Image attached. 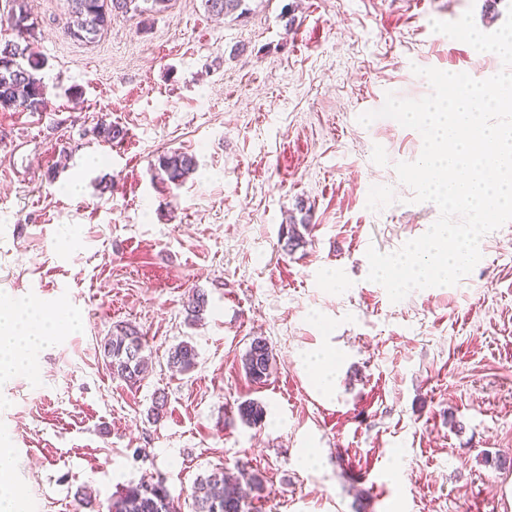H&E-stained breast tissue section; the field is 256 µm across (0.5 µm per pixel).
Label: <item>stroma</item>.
<instances>
[{
  "instance_id": "obj_1",
  "label": "stroma",
  "mask_w": 512,
  "mask_h": 512,
  "mask_svg": "<svg viewBox=\"0 0 512 512\" xmlns=\"http://www.w3.org/2000/svg\"><path fill=\"white\" fill-rule=\"evenodd\" d=\"M22 4L48 107L0 112V301L74 320L0 379V438L31 512H76L79 490L105 510L144 477L185 500L218 467L263 475L249 512H512V221L457 285L391 302L368 247L397 251L439 210L395 171L419 132L358 121L386 92L427 95L413 66L499 72L431 23L470 9L491 33L512 0H246L247 16L219 19L170 0L90 41L70 36L69 0H0V45ZM101 118L125 140L96 138ZM168 150L196 158L182 186L154 173ZM290 224L306 227L293 250ZM127 324L151 359L133 388L99 351ZM257 336L275 355L261 384L241 364ZM182 341L198 352L186 374L166 364ZM323 342L328 397L302 363ZM248 399L262 427L239 419ZM237 414L244 424L256 428L264 423L267 410L261 402L249 399L238 403Z\"/></svg>"
}]
</instances>
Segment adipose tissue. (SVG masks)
Wrapping results in <instances>:
<instances>
[{"instance_id":"obj_1","label":"adipose tissue","mask_w":512,"mask_h":512,"mask_svg":"<svg viewBox=\"0 0 512 512\" xmlns=\"http://www.w3.org/2000/svg\"><path fill=\"white\" fill-rule=\"evenodd\" d=\"M62 324L53 310L0 306V375L17 372L50 332Z\"/></svg>"}]
</instances>
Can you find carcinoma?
I'll list each match as a JSON object with an SVG mask.
<instances>
[{
  "instance_id": "1",
  "label": "carcinoma",
  "mask_w": 512,
  "mask_h": 512,
  "mask_svg": "<svg viewBox=\"0 0 512 512\" xmlns=\"http://www.w3.org/2000/svg\"><path fill=\"white\" fill-rule=\"evenodd\" d=\"M151 3L150 10L166 9L169 0H71V11L76 17V28L70 34L78 39H90L111 23L112 14L143 11L139 2ZM245 0H204L208 12L228 16L236 11L246 13ZM17 41L0 47V112L23 110L41 112L46 109V89L38 77L43 67L39 55L28 44L31 25L23 8L14 22ZM93 134L109 143L120 142L126 130L117 124L100 119L93 127ZM157 174L175 185L183 183L196 168L193 155L186 152L166 151L158 155L154 164ZM207 308V296L197 290L188 297L185 312L189 323L201 321ZM145 337L132 325L120 327L100 341V354L112 376L133 387L139 384L149 371L148 359L143 355ZM196 347L189 341L173 346L167 357L169 369L188 373L197 365ZM275 356L268 341L254 338L247 348L242 367L247 377L262 383L271 373ZM240 420L251 427H260L267 410L261 402L249 399L237 404ZM265 492L263 478L257 473L241 471L234 480H229L224 468L219 467L194 484L192 512H248L249 496H261ZM108 512H180L163 483L151 478H142L126 486L112 500Z\"/></svg>"
}]
</instances>
